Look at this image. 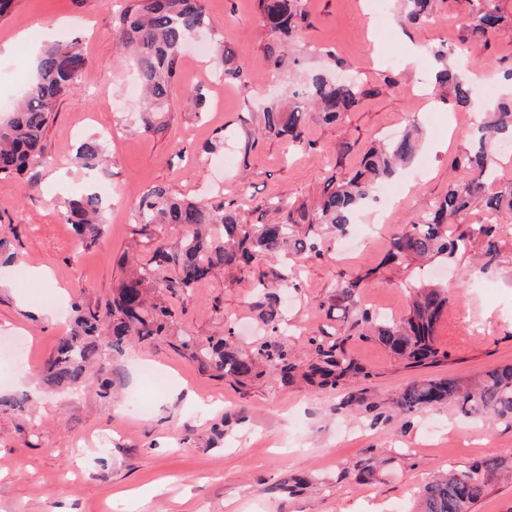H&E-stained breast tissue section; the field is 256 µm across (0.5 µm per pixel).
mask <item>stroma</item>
I'll list each match as a JSON object with an SVG mask.
<instances>
[{
	"instance_id": "stroma-1",
	"label": "stroma",
	"mask_w": 512,
	"mask_h": 512,
	"mask_svg": "<svg viewBox=\"0 0 512 512\" xmlns=\"http://www.w3.org/2000/svg\"><path fill=\"white\" fill-rule=\"evenodd\" d=\"M120 0H15L0 18V95L20 98L39 52L72 34L83 37L88 64L80 87L51 116L45 148L52 162L11 180H0V240L10 263L0 262V344L23 357V370L0 365V512H408L413 497L448 466L490 457H512V427L500 421L461 417L449 404L405 420L396 399L412 381L435 377L470 379L512 363V223L494 238V260L480 268L475 257L483 238L453 258L427 264H395L387 254L408 218L426 211L464 182L466 170H449L448 157L472 148L458 126L459 109L441 91L421 97L433 60L409 66L414 44L454 45L469 72L499 81V61L512 60V23L493 48L476 36L459 40L468 0H436L424 25L400 26L395 0H383L384 35L367 34L362 0H303L310 27L290 43V56L303 67L268 68L265 47L271 35L256 0H202L224 43L244 65L247 86L219 80V66L203 36L182 53L169 110L159 129L141 127V103L132 93L133 67L115 49L112 33ZM51 23L44 37L42 23ZM334 50L332 67L325 50ZM397 81L385 85L387 59ZM329 71L338 80L357 79L373 96L326 125L309 118V149L295 151L284 140L260 139L243 146L259 114L287 101L308 73ZM206 97L202 111L185 103L188 87ZM418 126L419 162L400 180L412 185L403 204L381 221L383 200L359 209L345 235L326 237L321 257L302 260L298 288L285 289L282 304L292 327L285 340L299 366L313 350L311 334H346L353 316L333 320L326 306L339 273H370L358 295L360 306L399 320L409 312L410 288L447 289L448 307L438 329L447 360L429 367L405 364L374 338L352 337L350 358L370 379H348L336 388L315 389L297 380L267 378L240 385L218 378L177 351L173 336L204 340L224 333L232 321L235 341L255 347L264 337L258 294L251 277L217 274L189 296L157 289L152 297L176 311L171 335L136 342L123 353L102 356L112 365V393L103 397L96 382L77 390H55L42 370L60 336L71 325L72 297L105 309L117 283L132 272L124 256L149 259L157 240L175 245L171 227L142 228L132 211L142 193L161 185L178 197L205 196L237 206L244 224H275L281 212L255 210L257 201L281 198L300 204L316 200L330 175L346 176L378 139ZM223 135L224 146L206 152ZM88 136L111 137L106 171L90 172L75 158ZM349 144L335 157L332 147ZM107 183L106 236L91 248L75 237L63 217L64 203L80 191ZM50 268L52 281L15 279L17 267ZM185 382L199 403L177 394ZM31 397L18 410L19 393Z\"/></svg>"
}]
</instances>
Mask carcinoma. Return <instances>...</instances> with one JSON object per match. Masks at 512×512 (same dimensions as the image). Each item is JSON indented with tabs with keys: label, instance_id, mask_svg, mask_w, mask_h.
<instances>
[{
	"label": "carcinoma",
	"instance_id": "1",
	"mask_svg": "<svg viewBox=\"0 0 512 512\" xmlns=\"http://www.w3.org/2000/svg\"><path fill=\"white\" fill-rule=\"evenodd\" d=\"M435 0H401L397 21L426 22L433 14ZM470 10L462 31L478 35L491 45L499 29L508 23L500 13L498 0H469ZM264 24L273 33L266 48L265 62L273 69L287 61L285 45L296 32L308 26L302 0H257ZM209 26L202 0H128L115 19V37L121 47L133 52L138 79L143 92L142 126L151 130L155 114L162 111L170 97L185 43L199 30ZM453 50L443 43L431 50L441 69L436 84L448 87L456 106H474L470 80L448 68ZM87 65L82 39L73 35L45 48L38 56L35 73L13 107L9 117L0 121V180L24 174L48 163L44 140L51 115L60 100L76 90ZM373 91L357 81L336 83L321 72L310 74L304 87L293 92L286 107L271 106L246 141L244 152L255 148L260 136L287 140L294 148L306 147L303 125L313 114L331 124L344 113L355 110ZM502 136L512 138V97H502L484 110L474 133L473 151L458 154L448 161L451 169L471 172L464 184L451 185L426 214L411 220L394 238L388 261L402 264L438 255L452 257L468 250L475 237L491 239L496 224H480L469 234H455L450 220L481 202L497 214L512 219V183L497 184L494 174L493 144ZM420 148V130L413 127L401 136L369 148L359 168L345 182L328 178L320 201L309 210L275 201L283 212L278 224H242L236 209L222 204L213 206L202 199L177 198L163 186H152L139 198L134 217L137 224L172 225L185 231L179 246L171 249L156 243L151 257L135 270L133 276L118 284L116 296L106 313L83 309L79 299L71 302L73 324L61 336L51 354L44 382L50 387H79L87 381V369L96 364L100 395L109 394L112 380L100 362V352L107 347L123 350L127 339L153 340L170 334L174 314L169 307L147 302L145 288L158 284L173 293L190 295L219 269L235 268L247 273L261 288L262 318L272 340L258 344L248 353L232 346L222 337L203 343L194 336H181L176 347L189 352L207 369L220 376L245 383L263 377H279L288 383L296 374L297 364L288 344L277 340L281 335L282 313L276 289L298 281L299 273L288 270L283 251L287 246L297 255H319L314 231L319 226L342 232L351 223L354 212L373 199L377 184L390 180L397 167L413 162ZM77 159L89 171L105 169V148L99 139L84 141ZM106 206L96 192H85L65 204L64 220L88 245L101 239L107 224ZM371 273L339 275L335 294L326 309L331 319L335 311L352 313L357 335L374 336L393 353L413 366L436 363L448 357L436 341V329L448 304L445 288L417 287L408 316L401 321L381 318L356 306L359 288ZM110 332L100 335L102 322ZM313 360L301 377L319 389L334 388L348 376L370 377L347 354L344 340L321 333L310 338ZM453 402L466 416H491L512 424V364L486 371L474 383L456 378H433L409 383L396 400L400 413L411 416L437 405ZM512 469V461L492 457L455 468L446 475L428 481L422 488L416 512H474L484 499L491 482L503 471Z\"/></svg>",
	"mask_w": 512,
	"mask_h": 512
}]
</instances>
